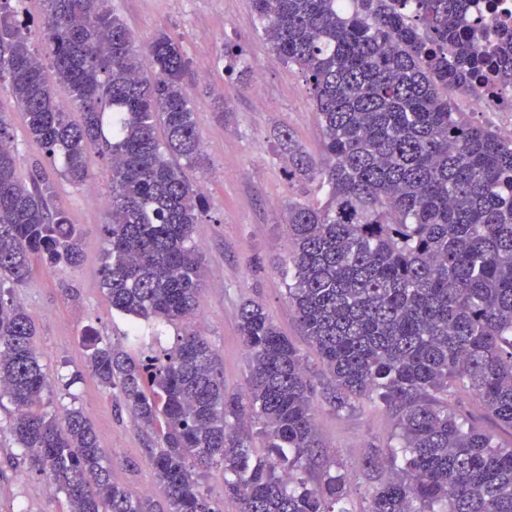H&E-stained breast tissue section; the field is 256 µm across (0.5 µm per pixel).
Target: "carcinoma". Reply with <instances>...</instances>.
I'll use <instances>...</instances> for the list:
<instances>
[{"instance_id": "1", "label": "carcinoma", "mask_w": 512, "mask_h": 512, "mask_svg": "<svg viewBox=\"0 0 512 512\" xmlns=\"http://www.w3.org/2000/svg\"><path fill=\"white\" fill-rule=\"evenodd\" d=\"M0 0V86L29 138L110 191L100 285L129 317L124 341L95 338L88 368L153 434L148 461L164 494L112 481L84 411L48 409L31 312L13 296L39 256L83 260L82 231L42 174L17 176L12 118L0 112V401L29 469L65 512H221L203 479L224 470L238 512H352L351 478L322 451L307 358L265 306L242 301L246 395L224 389L220 360L194 330L135 350L140 322L197 313L205 198L184 169L208 159L187 91L190 61L159 31L143 43L109 0ZM252 0L274 55L310 94L322 140L311 154L281 131L288 181L315 196L288 202L286 294L338 410L378 396L396 411L395 442L361 463L374 485L361 512H512V446L466 423L458 388L512 429V142L456 110L489 76L512 87V32L469 16V0ZM76 112H64L56 87Z\"/></svg>"}]
</instances>
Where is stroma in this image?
<instances>
[{"label":"stroma","instance_id":"1","mask_svg":"<svg viewBox=\"0 0 512 512\" xmlns=\"http://www.w3.org/2000/svg\"><path fill=\"white\" fill-rule=\"evenodd\" d=\"M110 5L139 40L166 30L192 64L188 91L197 97V125L210 160L207 171L193 175L207 197L209 215L196 233L203 252L198 312L219 356L225 388L246 393V356L238 332L243 300L262 301L281 332L302 353L312 352L285 296V280L273 265L291 250L283 224L289 198L300 193L288 181V157L277 147L274 134L290 130L306 150L316 151L321 130L313 103L298 74L272 54L251 0H111ZM228 45L240 52L252 74L260 76L262 99H255L252 89L229 74L224 53ZM203 59L209 62L205 77L197 68ZM206 84L224 90L223 119H216L208 101L199 96ZM0 111L13 118L19 177L50 171L44 149L29 138L13 98L1 88ZM54 184L59 203L83 232L84 261L77 268H50L32 258L30 279L14 295L33 314L36 342L53 377V404H72L89 416L113 481L135 493L160 495L148 463L150 435L115 392L85 367V332L114 341L128 329L99 287L106 210L90 203L85 188L59 177ZM69 377L74 380L70 386L65 383ZM10 413V408L0 407V512H63V496L52 495L46 477L29 470L22 449L6 430ZM317 422L325 453L351 474L355 493L350 506L361 512L370 481L358 473L357 465L371 449L390 443L396 417L379 400L362 399L340 411L320 404Z\"/></svg>","mask_w":512,"mask_h":512}]
</instances>
